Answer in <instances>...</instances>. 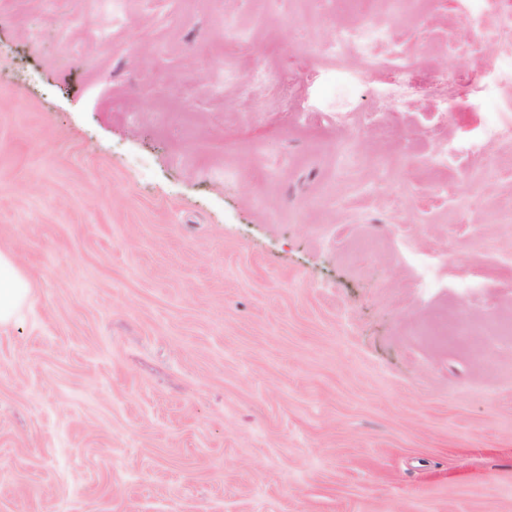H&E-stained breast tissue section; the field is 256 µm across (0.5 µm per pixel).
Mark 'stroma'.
<instances>
[{
    "mask_svg": "<svg viewBox=\"0 0 512 512\" xmlns=\"http://www.w3.org/2000/svg\"><path fill=\"white\" fill-rule=\"evenodd\" d=\"M386 17L447 95L336 31ZM248 35L228 39L225 22ZM466 0H0V512H512V107ZM291 101H284V88ZM444 266L417 288L401 241ZM482 286L462 295L458 277ZM388 36V29L380 23H368L359 29L338 30L336 32V55L329 58L328 67L330 72L325 78L327 85L326 92L329 95L336 93V88L350 91L353 87L356 77L346 69L344 56L341 48L353 45L357 48H363L368 44L384 41ZM368 66H376L386 71L388 85L392 91L398 94L416 92L419 88L415 78V69L409 64L393 60L389 63H380L377 61L366 62ZM511 137V125L489 124L484 127L482 137L471 143V150L477 153H487L498 141ZM31 281L11 252L0 250V325L14 322L30 302Z\"/></svg>",
    "mask_w": 512,
    "mask_h": 512,
    "instance_id": "stroma-1",
    "label": "stroma"
}]
</instances>
